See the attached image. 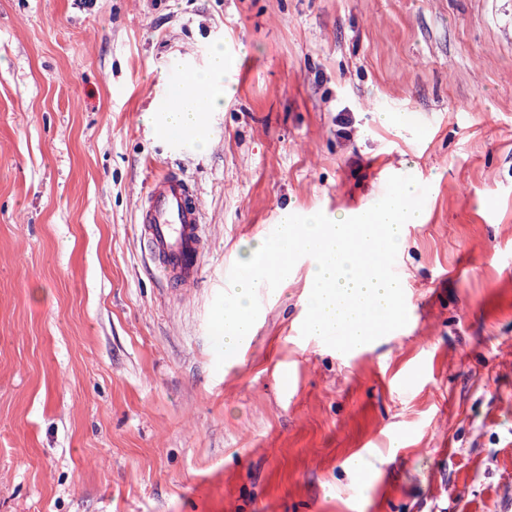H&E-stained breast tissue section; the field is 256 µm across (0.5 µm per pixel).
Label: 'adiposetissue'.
Instances as JSON below:
<instances>
[{
    "label": "adipose tissue",
    "instance_id": "1",
    "mask_svg": "<svg viewBox=\"0 0 512 512\" xmlns=\"http://www.w3.org/2000/svg\"><path fill=\"white\" fill-rule=\"evenodd\" d=\"M171 64L183 75L182 88L168 106L149 113L147 122L158 136L189 142L196 154L208 153L213 145L208 136L212 115L223 110L234 93L232 82L226 79L234 58L219 44L213 48L206 69L188 66L181 56L172 58Z\"/></svg>",
    "mask_w": 512,
    "mask_h": 512
}]
</instances>
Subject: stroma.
Masks as SVG:
<instances>
[{
    "label": "stroma",
    "mask_w": 512,
    "mask_h": 512,
    "mask_svg": "<svg viewBox=\"0 0 512 512\" xmlns=\"http://www.w3.org/2000/svg\"><path fill=\"white\" fill-rule=\"evenodd\" d=\"M217 42L194 155L144 117ZM170 169L209 235L179 302L136 228ZM390 173L429 188L407 325L302 337L304 257L217 364L234 262ZM0 512H512V0H0Z\"/></svg>",
    "instance_id": "35a3bbf8"
}]
</instances>
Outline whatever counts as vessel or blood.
Wrapping results in <instances>:
<instances>
[{
	"mask_svg": "<svg viewBox=\"0 0 512 512\" xmlns=\"http://www.w3.org/2000/svg\"><path fill=\"white\" fill-rule=\"evenodd\" d=\"M138 224L141 247L172 292L193 297L208 239L198 189L183 176H155L140 199Z\"/></svg>",
	"mask_w": 512,
	"mask_h": 512,
	"instance_id": "obj_1",
	"label": "vessel or blood"
}]
</instances>
